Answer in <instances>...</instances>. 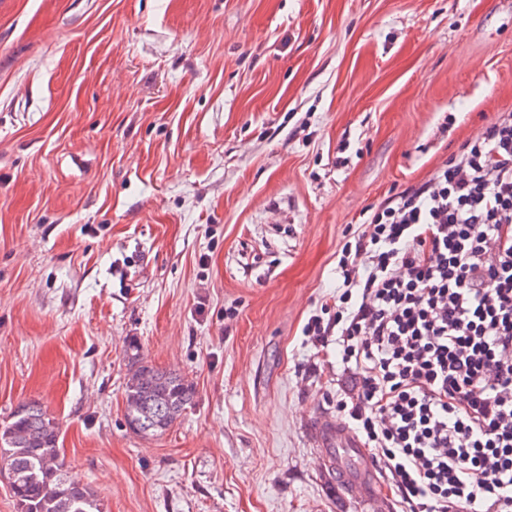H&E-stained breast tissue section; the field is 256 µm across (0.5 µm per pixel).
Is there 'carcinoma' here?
<instances>
[{"instance_id": "cac0c4a2", "label": "carcinoma", "mask_w": 512, "mask_h": 512, "mask_svg": "<svg viewBox=\"0 0 512 512\" xmlns=\"http://www.w3.org/2000/svg\"><path fill=\"white\" fill-rule=\"evenodd\" d=\"M126 356V425L136 434L161 435L192 404L194 389L181 374L145 363L135 343L128 345ZM2 471L17 483V512H103L91 486L67 480L59 424L37 402L18 406L0 427Z\"/></svg>"}]
</instances>
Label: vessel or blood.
Here are the masks:
<instances>
[{"mask_svg": "<svg viewBox=\"0 0 512 512\" xmlns=\"http://www.w3.org/2000/svg\"><path fill=\"white\" fill-rule=\"evenodd\" d=\"M312 433L319 465L336 471L350 493L370 498L375 464L359 437L344 423L327 418L316 419Z\"/></svg>", "mask_w": 512, "mask_h": 512, "instance_id": "obj_1", "label": "vessel or blood"}]
</instances>
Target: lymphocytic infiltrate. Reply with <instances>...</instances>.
<instances>
[{
  "label": "lymphocytic infiltrate",
  "mask_w": 512,
  "mask_h": 512,
  "mask_svg": "<svg viewBox=\"0 0 512 512\" xmlns=\"http://www.w3.org/2000/svg\"><path fill=\"white\" fill-rule=\"evenodd\" d=\"M332 322L359 379L338 400L409 512H512V113L345 242Z\"/></svg>",
  "instance_id": "1"
}]
</instances>
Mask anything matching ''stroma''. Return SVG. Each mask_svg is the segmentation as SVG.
<instances>
[{
    "instance_id": "1",
    "label": "stroma",
    "mask_w": 512,
    "mask_h": 512,
    "mask_svg": "<svg viewBox=\"0 0 512 512\" xmlns=\"http://www.w3.org/2000/svg\"><path fill=\"white\" fill-rule=\"evenodd\" d=\"M512 111V0H0V425L105 512H365L304 336L369 208ZM195 388L125 423L126 350Z\"/></svg>"
}]
</instances>
